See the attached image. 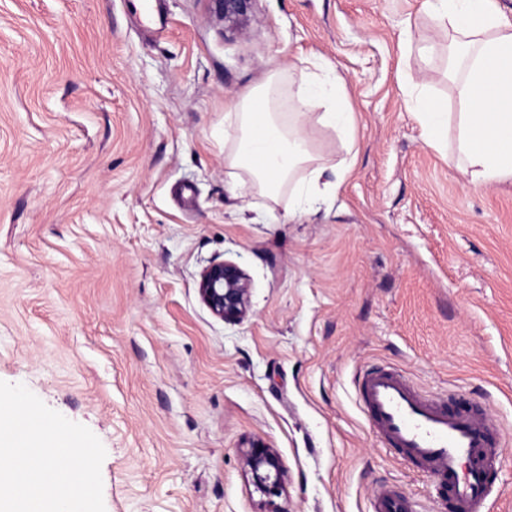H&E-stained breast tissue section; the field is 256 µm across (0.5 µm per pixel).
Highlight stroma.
Segmentation results:
<instances>
[{
  "label": "stroma",
  "instance_id": "obj_1",
  "mask_svg": "<svg viewBox=\"0 0 512 512\" xmlns=\"http://www.w3.org/2000/svg\"><path fill=\"white\" fill-rule=\"evenodd\" d=\"M167 33L123 0H0V380L102 442L105 512H453L375 436L356 378L396 367L512 431V179L476 188L430 146L418 87L457 111L423 0H165ZM328 65L355 117L352 161L289 218L229 166L224 114L269 74ZM231 262L240 322L197 284ZM276 449L264 497L239 451ZM224 22L230 30H238L250 20L249 13L255 0H220ZM198 294L202 302L224 322H239L250 307V284L244 271L234 263L218 262L201 275ZM409 502L402 496L385 491L375 492V512H410Z\"/></svg>",
  "mask_w": 512,
  "mask_h": 512
}]
</instances>
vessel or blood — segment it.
<instances>
[{
    "label": "vessel or blood",
    "instance_id": "obj_1",
    "mask_svg": "<svg viewBox=\"0 0 512 512\" xmlns=\"http://www.w3.org/2000/svg\"><path fill=\"white\" fill-rule=\"evenodd\" d=\"M153 34L167 30L161 3L135 6ZM364 411L385 447L429 466L451 498L454 512H487L491 476L512 436L492 414L459 411L418 392L395 369H369L358 377ZM374 512H410L402 496L379 490Z\"/></svg>",
    "mask_w": 512,
    "mask_h": 512
}]
</instances>
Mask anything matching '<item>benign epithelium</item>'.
I'll return each instance as SVG.
<instances>
[{"label":"benign epithelium","mask_w":512,"mask_h":512,"mask_svg":"<svg viewBox=\"0 0 512 512\" xmlns=\"http://www.w3.org/2000/svg\"><path fill=\"white\" fill-rule=\"evenodd\" d=\"M254 0H221L227 28L238 30L250 20ZM198 294L217 318L239 322L250 307V284L244 271L234 263L218 262L208 266L201 275ZM254 485L265 496L279 494L282 489L283 464L272 448L255 445L241 449Z\"/></svg>","instance_id":"obj_1"}]
</instances>
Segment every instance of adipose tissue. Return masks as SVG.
Instances as JSON below:
<instances>
[{
	"label": "adipose tissue",
	"instance_id": "ef3b65f1",
	"mask_svg": "<svg viewBox=\"0 0 512 512\" xmlns=\"http://www.w3.org/2000/svg\"><path fill=\"white\" fill-rule=\"evenodd\" d=\"M438 41L419 46L424 60L455 53L454 93L460 110L423 94L413 98L416 118L430 146L448 148V159L473 186L512 178V21L494 0H425ZM232 131L231 163L243 169L253 188L277 200L291 188L289 217L310 213L335 194L350 171L327 166L316 153L312 124L348 139L354 117L342 78L334 71L300 74L281 82L271 74L243 93L224 115Z\"/></svg>",
	"mask_w": 512,
	"mask_h": 512
}]
</instances>
